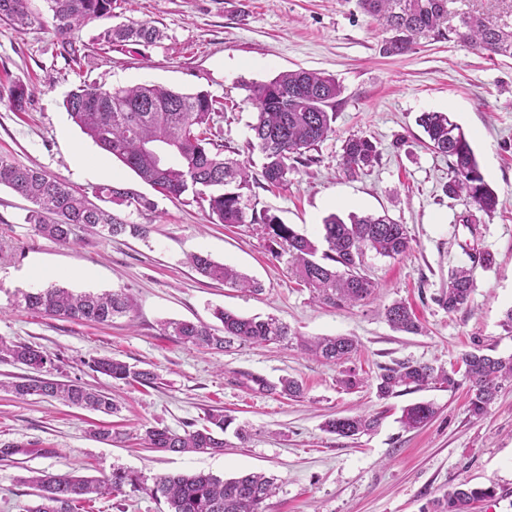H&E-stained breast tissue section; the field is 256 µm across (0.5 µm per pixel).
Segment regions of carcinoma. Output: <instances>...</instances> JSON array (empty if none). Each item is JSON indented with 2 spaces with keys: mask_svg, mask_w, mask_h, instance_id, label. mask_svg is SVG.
I'll list each match as a JSON object with an SVG mask.
<instances>
[{
  "mask_svg": "<svg viewBox=\"0 0 512 512\" xmlns=\"http://www.w3.org/2000/svg\"><path fill=\"white\" fill-rule=\"evenodd\" d=\"M31 0H0V20L25 31L39 17L30 8ZM52 13L54 30L71 60H78L79 32L89 22L112 13L115 0H44ZM450 0H356L357 7L378 21L389 33L382 52L402 55L413 50L421 39L448 40L487 55L512 59V23H497L473 12L451 13ZM161 38L159 29L145 22L129 21L100 34L107 44L142 45ZM248 100L256 109L250 125L253 139L248 148L263 156L261 177L269 186L288 182L305 152L334 133L336 102L342 88L332 75L317 70L298 69L278 74L268 82L247 86ZM64 106L72 121L101 149L130 168L146 184L168 197L192 193L208 204L209 214L220 224H259L267 236L270 252L287 254L295 274L322 304L353 306L375 290V284L360 274L367 252L395 258L408 251L406 228L387 215L351 214L344 220L331 214L323 222L321 251L316 242L281 223L268 213L248 214L240 190L249 186L251 170L246 162L224 155L225 145L211 139L215 114L214 100L200 91L183 93L160 85H134L105 89L96 83L81 82L72 90ZM418 124L435 152L448 157L453 179L448 193L463 196L478 210L493 211L498 197L480 171L471 143L463 129L445 112H424ZM149 144H162L175 150L176 162L164 165L145 150ZM377 145L367 136L345 140L340 165L345 173L356 175L371 169L378 161ZM0 185L28 200L25 223L34 232L68 243L78 226L101 228L111 236L126 232L140 236L146 229L130 224L119 215L95 205L89 196L107 199L117 205L151 210L155 203L130 190L98 186L88 193L73 188L64 179L40 168L18 165L0 156ZM189 263L199 274L253 294L262 292L257 282L211 258L196 254ZM475 291L471 270L459 266L451 270L448 287L437 298L439 305L453 312L467 304ZM24 309L38 314L62 316L82 322L108 324L131 310L129 294L119 289L101 294L73 293L52 285L22 295ZM218 330L203 322L168 321L162 331L184 344L224 351L232 345H269L296 341L301 351L326 363L341 365L358 350L359 341L351 336L305 338L274 317L258 319L220 310ZM385 318L396 331L417 333L420 325L410 306L396 301L385 308ZM0 363L35 372L9 385L18 398H52L61 403L104 414L119 411L109 395L93 391L77 382L50 378L49 355L31 344L0 337ZM92 371L127 384H156L157 375L144 368L104 356L91 360ZM469 383V412L476 418L488 413L503 382L512 380V355L492 356L475 344L462 353L457 366L445 369L429 363L403 362L385 367L377 378L378 397L386 399L400 388H421L429 384L459 385L456 376ZM259 389L287 398H300L302 384L290 377L272 384L259 376H248ZM435 414L432 404L419 402L405 407L401 422L415 429ZM206 424L179 434L167 427L144 426L143 440L161 452H211L224 449L220 434L233 423L222 409L205 415ZM380 418L366 414L326 420L322 429L351 438L375 430ZM35 490L36 504L29 512H74L73 504L93 495L144 492L167 504V512H267V500L277 489L276 478L249 473L221 479L209 473L193 475L158 474L148 479L138 472L117 468L108 480L36 471L28 478ZM492 487H472L461 481L431 502L429 512H471L473 504L494 496Z\"/></svg>",
  "mask_w": 512,
  "mask_h": 512,
  "instance_id": "1",
  "label": "carcinoma"
}]
</instances>
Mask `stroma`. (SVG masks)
Instances as JSON below:
<instances>
[{"mask_svg": "<svg viewBox=\"0 0 512 512\" xmlns=\"http://www.w3.org/2000/svg\"><path fill=\"white\" fill-rule=\"evenodd\" d=\"M40 24L20 32L0 22V154L92 190L114 185L145 195L153 210L117 207V214L147 233L104 236L78 230L64 244L36 235L24 217L28 201L0 187V336L31 343L49 355L53 379L113 394L118 414L105 416L49 400H21L0 389V445L18 453L0 459V512L33 505L31 472H71L105 479L122 467L157 474L210 473L221 478L248 472L274 474L278 489L268 512H423L429 502L469 480L494 486L493 498L474 512H512V383H504L489 412L473 417L467 389H408L386 400L376 394L383 368L410 360L450 363L479 337L493 355L512 354V334L501 322L512 308V60L489 58L453 42L421 41L402 56L382 54V27L357 11L355 0H117L113 12L159 28L146 46L107 47L99 35L112 18L89 23L86 46L73 64L54 32L44 0H32ZM298 68L336 77L335 131L298 166L286 185L251 182L244 196L254 211H268L317 240L323 220L387 213L405 225L409 250L395 258L367 253L361 268L377 292L349 308L315 303L287 257H274L257 224H218L192 195L164 196L99 148L70 119L64 101L80 82L105 87L160 84L182 92H207L215 102L216 141L235 147L260 172L259 151L247 148L256 114L246 86ZM25 85V111L8 101L12 85ZM445 112L468 135L486 181L498 196L494 212L476 210L448 195L447 157L425 144L416 120ZM376 142L378 163L346 176L339 166L347 138ZM493 254L486 266L480 252ZM209 255L260 282L250 295L199 275L188 263ZM56 271V284L102 293L125 289L133 309L98 325L28 312L19 306L33 262ZM471 268L475 291L460 309L436 298L456 266ZM408 303L421 331H394L384 318L393 301ZM228 309L244 316L273 315L302 335L353 336L361 348L346 367L364 383L341 382L346 367L328 365L284 345L234 346L212 353L162 335L165 321L214 323ZM110 356L153 370L158 388L128 385L93 372L92 358ZM301 381L305 396L287 399L258 390L253 377ZM433 403L426 426L407 429L403 407ZM223 408L246 426L240 442L225 433L223 451L164 453L140 439L141 425L183 432ZM377 415L376 432L344 438L323 431L326 419ZM124 433L104 442L100 427ZM75 512H166L164 501L136 492L105 494L77 504Z\"/></svg>", "mask_w": 512, "mask_h": 512, "instance_id": "stroma-1", "label": "stroma"}]
</instances>
